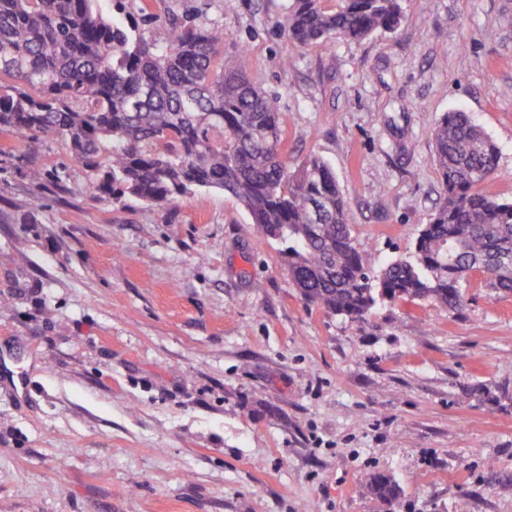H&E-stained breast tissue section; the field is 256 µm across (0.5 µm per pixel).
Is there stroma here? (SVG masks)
<instances>
[{
  "mask_svg": "<svg viewBox=\"0 0 512 512\" xmlns=\"http://www.w3.org/2000/svg\"><path fill=\"white\" fill-rule=\"evenodd\" d=\"M190 5L278 94L291 165H330L372 263L409 255L442 198L443 113L495 141L485 188L512 197V0H401L396 31L305 48L280 30L291 0L150 9ZM93 179L59 138L0 133V512H512V294L474 275L463 314L352 321L302 300L234 197Z\"/></svg>",
  "mask_w": 512,
  "mask_h": 512,
  "instance_id": "stroma-1",
  "label": "stroma"
}]
</instances>
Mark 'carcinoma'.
I'll return each mask as SVG.
<instances>
[{"mask_svg": "<svg viewBox=\"0 0 512 512\" xmlns=\"http://www.w3.org/2000/svg\"><path fill=\"white\" fill-rule=\"evenodd\" d=\"M0 0V132L32 144L61 138L96 172L92 188L115 199L173 204L195 189L235 197L281 256L301 298L351 320L381 303H434L457 314L474 272L512 293V199L484 191L498 169L488 134L460 111L433 131L443 197L414 249L375 266L356 248L353 217L336 175L319 156L291 170L282 112L242 71L224 67V29L189 15L126 11L131 0ZM292 0L283 24L302 46L396 31L400 0ZM165 20L164 44L141 22ZM382 501L399 486L377 474Z\"/></svg>", "mask_w": 512, "mask_h": 512, "instance_id": "1", "label": "carcinoma"}]
</instances>
